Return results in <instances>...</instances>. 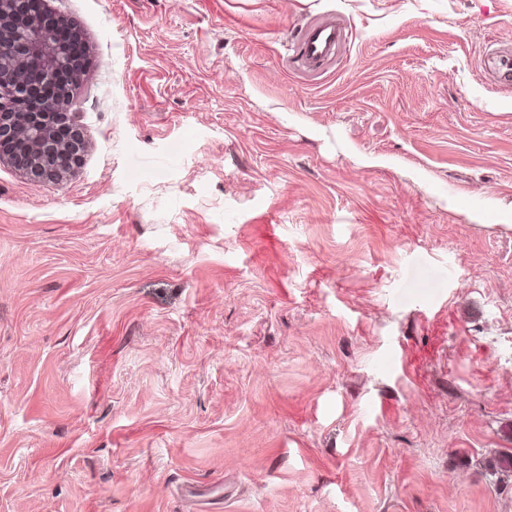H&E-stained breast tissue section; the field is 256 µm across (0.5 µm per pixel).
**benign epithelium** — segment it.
Segmentation results:
<instances>
[{
    "label": "benign epithelium",
    "mask_w": 512,
    "mask_h": 512,
    "mask_svg": "<svg viewBox=\"0 0 512 512\" xmlns=\"http://www.w3.org/2000/svg\"><path fill=\"white\" fill-rule=\"evenodd\" d=\"M46 0H0V163L60 181L87 141L72 112L85 70L44 22Z\"/></svg>",
    "instance_id": "1"
}]
</instances>
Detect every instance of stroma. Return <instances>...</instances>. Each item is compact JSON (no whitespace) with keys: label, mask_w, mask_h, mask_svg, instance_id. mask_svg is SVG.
I'll return each mask as SVG.
<instances>
[{"label":"stroma","mask_w":512,"mask_h":512,"mask_svg":"<svg viewBox=\"0 0 512 512\" xmlns=\"http://www.w3.org/2000/svg\"><path fill=\"white\" fill-rule=\"evenodd\" d=\"M47 3L89 149L0 163V512H512V0ZM344 37V28L334 19H319L305 26L291 40L290 59L300 61L304 72L316 74Z\"/></svg>","instance_id":"1"}]
</instances>
